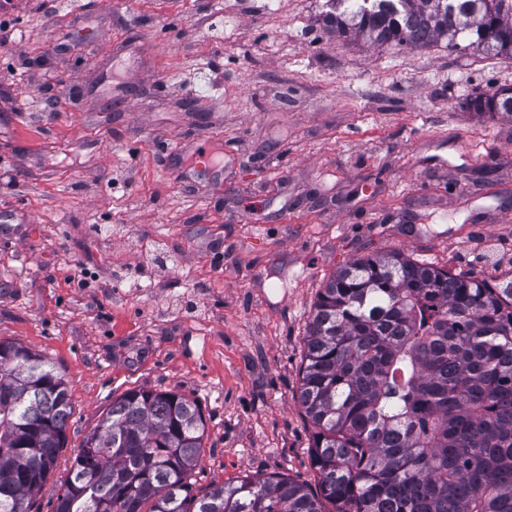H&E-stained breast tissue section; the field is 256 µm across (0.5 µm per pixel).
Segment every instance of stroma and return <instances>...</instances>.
<instances>
[{
  "label": "stroma",
  "instance_id": "35a3bbf8",
  "mask_svg": "<svg viewBox=\"0 0 512 512\" xmlns=\"http://www.w3.org/2000/svg\"><path fill=\"white\" fill-rule=\"evenodd\" d=\"M323 3L0 0V339L72 407L36 512L134 388L200 406L195 488H316L297 391L326 280L393 249L512 280V122L466 105L512 60L345 39Z\"/></svg>",
  "mask_w": 512,
  "mask_h": 512
}]
</instances>
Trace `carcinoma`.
<instances>
[{
    "mask_svg": "<svg viewBox=\"0 0 512 512\" xmlns=\"http://www.w3.org/2000/svg\"><path fill=\"white\" fill-rule=\"evenodd\" d=\"M336 34L375 45L482 48L512 58V0H329ZM512 121V87L469 99ZM298 400L313 426L316 494L251 473L193 491L204 417L174 390L112 400L53 512H512V281L363 256L319 293ZM68 380L0 340V512H31L66 447Z\"/></svg>",
    "mask_w": 512,
    "mask_h": 512,
    "instance_id": "obj_1",
    "label": "carcinoma"
}]
</instances>
